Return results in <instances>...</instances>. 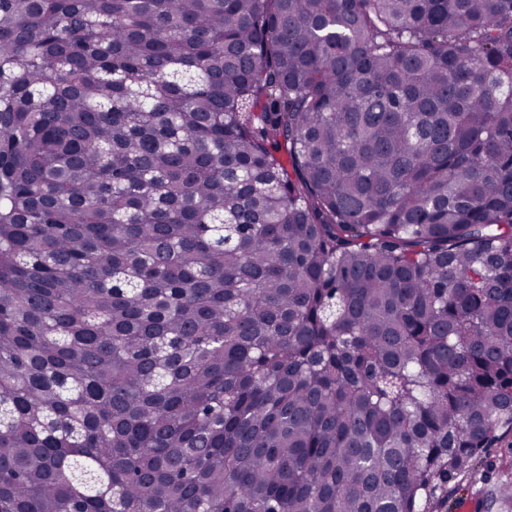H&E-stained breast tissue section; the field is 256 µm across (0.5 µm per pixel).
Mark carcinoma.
<instances>
[{"label":"carcinoma","instance_id":"obj_1","mask_svg":"<svg viewBox=\"0 0 512 512\" xmlns=\"http://www.w3.org/2000/svg\"><path fill=\"white\" fill-rule=\"evenodd\" d=\"M512 433V0H0V512H437Z\"/></svg>","mask_w":512,"mask_h":512}]
</instances>
